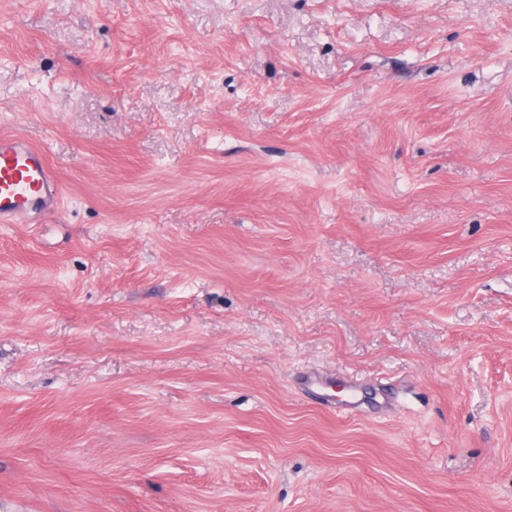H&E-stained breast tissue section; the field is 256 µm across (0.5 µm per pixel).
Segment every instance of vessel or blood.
Masks as SVG:
<instances>
[{
	"instance_id": "vessel-or-blood-1",
	"label": "vessel or blood",
	"mask_w": 512,
	"mask_h": 512,
	"mask_svg": "<svg viewBox=\"0 0 512 512\" xmlns=\"http://www.w3.org/2000/svg\"><path fill=\"white\" fill-rule=\"evenodd\" d=\"M58 178L46 154L17 135L0 136V223L33 224L57 210Z\"/></svg>"
}]
</instances>
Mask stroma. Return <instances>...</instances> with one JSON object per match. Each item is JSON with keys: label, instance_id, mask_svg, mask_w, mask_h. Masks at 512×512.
<instances>
[{"label": "stroma", "instance_id": "1", "mask_svg": "<svg viewBox=\"0 0 512 512\" xmlns=\"http://www.w3.org/2000/svg\"><path fill=\"white\" fill-rule=\"evenodd\" d=\"M0 512H512V0H0ZM58 178L44 151L17 135L0 136V223L35 224L57 210Z\"/></svg>", "mask_w": 512, "mask_h": 512}]
</instances>
